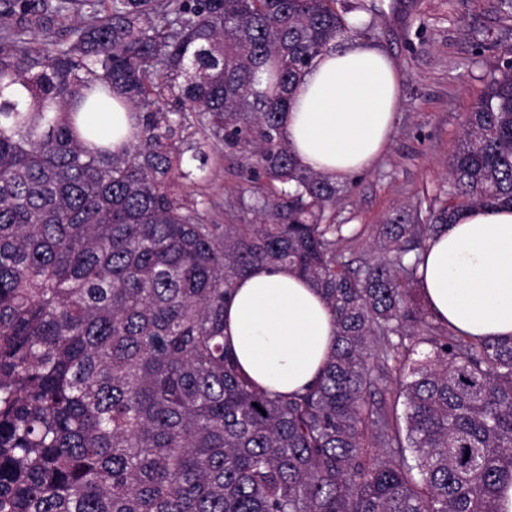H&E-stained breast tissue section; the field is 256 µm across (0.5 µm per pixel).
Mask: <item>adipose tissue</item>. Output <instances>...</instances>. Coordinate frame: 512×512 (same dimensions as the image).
<instances>
[{
	"label": "adipose tissue",
	"mask_w": 512,
	"mask_h": 512,
	"mask_svg": "<svg viewBox=\"0 0 512 512\" xmlns=\"http://www.w3.org/2000/svg\"><path fill=\"white\" fill-rule=\"evenodd\" d=\"M401 76L372 43L328 47L303 73L285 122L299 162L338 180L369 169L388 146ZM418 288L436 321L471 338L512 336V210L473 209L428 242ZM336 337L331 312L285 267L258 266L224 305V341L241 371L271 392L301 391Z\"/></svg>",
	"instance_id": "obj_1"
}]
</instances>
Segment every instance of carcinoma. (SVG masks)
<instances>
[{"label": "carcinoma", "instance_id": "obj_1", "mask_svg": "<svg viewBox=\"0 0 512 512\" xmlns=\"http://www.w3.org/2000/svg\"><path fill=\"white\" fill-rule=\"evenodd\" d=\"M348 31L336 0H0V512H500L512 338L460 335L416 287L442 227L512 207V60L431 223L395 211L355 269L339 188L284 124ZM93 94L135 118L114 147L79 119ZM213 145L254 157L233 224L183 197ZM259 265L332 312L302 392L259 388L224 347Z\"/></svg>", "mask_w": 512, "mask_h": 512}]
</instances>
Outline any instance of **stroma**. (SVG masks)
<instances>
[{"instance_id":"35a3bbf8","label":"stroma","mask_w":512,"mask_h":512,"mask_svg":"<svg viewBox=\"0 0 512 512\" xmlns=\"http://www.w3.org/2000/svg\"><path fill=\"white\" fill-rule=\"evenodd\" d=\"M358 38L385 52L402 75V94L386 153L367 171L339 181L337 223L352 228L340 244L355 265L375 261V230L398 207L427 221L450 187L448 163L466 116L489 77L512 59V11L502 0H371ZM246 155L210 151L204 171L185 183L188 202L214 201L225 223L244 186Z\"/></svg>"}]
</instances>
